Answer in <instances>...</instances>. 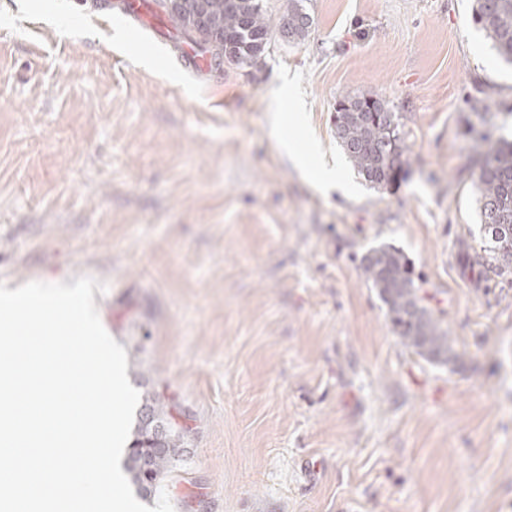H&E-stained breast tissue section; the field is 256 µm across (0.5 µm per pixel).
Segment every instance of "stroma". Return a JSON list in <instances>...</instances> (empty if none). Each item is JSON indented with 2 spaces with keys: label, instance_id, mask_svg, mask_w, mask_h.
I'll return each instance as SVG.
<instances>
[{
  "label": "stroma",
  "instance_id": "35a3bbf8",
  "mask_svg": "<svg viewBox=\"0 0 512 512\" xmlns=\"http://www.w3.org/2000/svg\"><path fill=\"white\" fill-rule=\"evenodd\" d=\"M125 3L0 0V283L106 284L131 385L187 431L175 512H512V281L476 287L457 260L480 243L479 137L512 139V65L473 0H304V40L218 69ZM361 92L410 149L387 189L334 136ZM277 113L350 193L304 180ZM382 244L459 367L393 333L361 270Z\"/></svg>",
  "mask_w": 512,
  "mask_h": 512
}]
</instances>
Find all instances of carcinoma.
<instances>
[{"label": "carcinoma", "instance_id": "1", "mask_svg": "<svg viewBox=\"0 0 512 512\" xmlns=\"http://www.w3.org/2000/svg\"><path fill=\"white\" fill-rule=\"evenodd\" d=\"M167 13L178 28L203 18L216 43L201 47L215 64L256 67L271 40V25L261 0H174ZM473 20L486 32L496 54L512 64V0H474ZM283 17L293 21V39L302 40L311 26L299 0H289ZM334 135L362 179L374 188L394 185L398 169L409 165V148L388 103L374 94L343 96L336 101ZM481 157L473 172L484 239L480 248L462 245L458 264L463 275L477 284L512 275V141L483 134ZM361 269L387 307L392 330L400 341L425 361L454 366L461 361L448 336L424 304L412 278L409 259L383 245L367 252ZM184 428L172 423L167 405L154 390L145 391L136 412L126 471L135 491L150 497L168 476L175 458L165 452L178 444ZM156 452L149 464L143 453Z\"/></svg>", "mask_w": 512, "mask_h": 512}]
</instances>
